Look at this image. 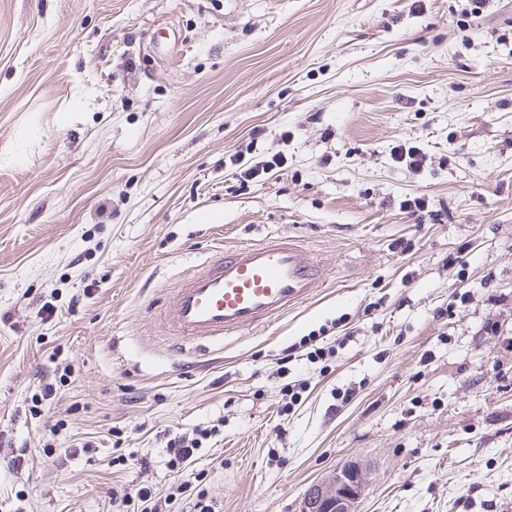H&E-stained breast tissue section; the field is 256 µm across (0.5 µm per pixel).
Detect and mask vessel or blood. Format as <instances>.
<instances>
[{
  "instance_id": "1",
  "label": "vessel or blood",
  "mask_w": 512,
  "mask_h": 512,
  "mask_svg": "<svg viewBox=\"0 0 512 512\" xmlns=\"http://www.w3.org/2000/svg\"><path fill=\"white\" fill-rule=\"evenodd\" d=\"M326 281L325 268L295 237L234 246L182 281L171 329L187 341L252 330L308 300Z\"/></svg>"
}]
</instances>
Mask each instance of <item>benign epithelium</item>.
Segmentation results:
<instances>
[{
    "instance_id": "obj_1",
    "label": "benign epithelium",
    "mask_w": 512,
    "mask_h": 512,
    "mask_svg": "<svg viewBox=\"0 0 512 512\" xmlns=\"http://www.w3.org/2000/svg\"><path fill=\"white\" fill-rule=\"evenodd\" d=\"M364 491L361 469L343 465L328 480L310 486L302 498L300 512H357Z\"/></svg>"
}]
</instances>
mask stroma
Here are the masks:
<instances>
[{"label": "stroma", "instance_id": "stroma-1", "mask_svg": "<svg viewBox=\"0 0 512 512\" xmlns=\"http://www.w3.org/2000/svg\"><path fill=\"white\" fill-rule=\"evenodd\" d=\"M466 5L0 0V512L186 480L169 512H300L347 462L358 512H512V0ZM278 234L326 288L204 355L170 335L184 277ZM284 160L278 155H273L270 160L259 161L254 165L249 166L239 173L240 186H244L245 183L253 182L254 180L261 178L263 175L269 174L270 171L281 168ZM199 447L197 438L186 437V433L175 435L167 443L166 453L169 458L167 464L173 469H180L183 465L192 463Z\"/></svg>", "mask_w": 512, "mask_h": 512}]
</instances>
